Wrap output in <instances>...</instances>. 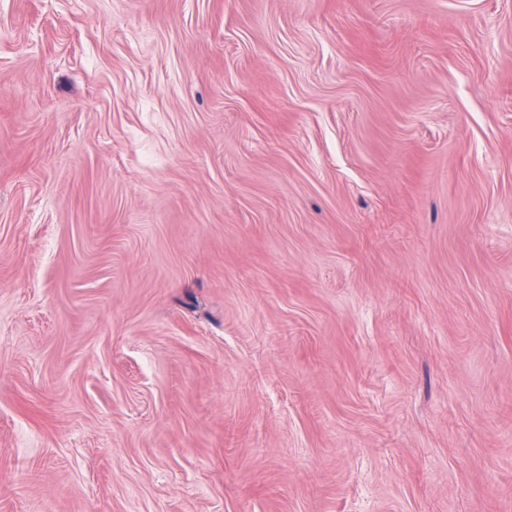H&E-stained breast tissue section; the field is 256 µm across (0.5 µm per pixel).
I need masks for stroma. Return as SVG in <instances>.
<instances>
[{"label": "stroma", "mask_w": 512, "mask_h": 512, "mask_svg": "<svg viewBox=\"0 0 512 512\" xmlns=\"http://www.w3.org/2000/svg\"><path fill=\"white\" fill-rule=\"evenodd\" d=\"M0 512H512V0H0Z\"/></svg>", "instance_id": "obj_1"}]
</instances>
